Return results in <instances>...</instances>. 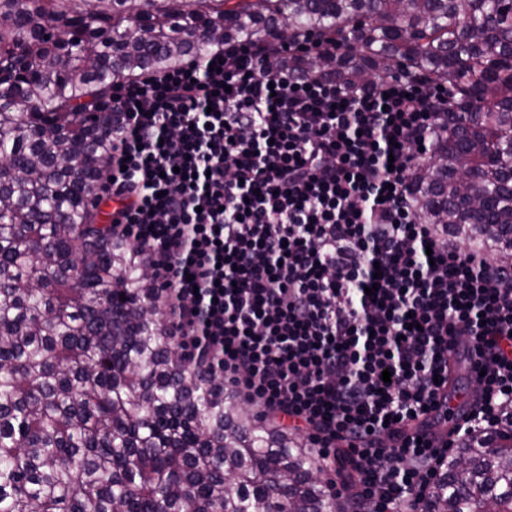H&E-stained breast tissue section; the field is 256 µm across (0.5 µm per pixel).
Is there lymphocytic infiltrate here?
I'll list each match as a JSON object with an SVG mask.
<instances>
[{"label":"lymphocytic infiltrate","mask_w":512,"mask_h":512,"mask_svg":"<svg viewBox=\"0 0 512 512\" xmlns=\"http://www.w3.org/2000/svg\"><path fill=\"white\" fill-rule=\"evenodd\" d=\"M326 50L270 36L114 80L97 201L161 289L175 344L306 435L341 512H424L454 438L512 405V266L417 209L447 92L348 89L282 62ZM459 346L479 375L440 438Z\"/></svg>","instance_id":"lymphocytic-infiltrate-1"}]
</instances>
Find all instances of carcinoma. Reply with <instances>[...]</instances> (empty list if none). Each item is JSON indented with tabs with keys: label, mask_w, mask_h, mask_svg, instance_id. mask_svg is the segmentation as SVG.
<instances>
[{
	"label": "carcinoma",
	"mask_w": 512,
	"mask_h": 512,
	"mask_svg": "<svg viewBox=\"0 0 512 512\" xmlns=\"http://www.w3.org/2000/svg\"><path fill=\"white\" fill-rule=\"evenodd\" d=\"M275 30L335 45L288 66L346 87H447L417 205L512 262V0H0V512H336L302 437L191 371L88 205L113 80ZM450 508L512 512L511 406L448 458L426 512Z\"/></svg>",
	"instance_id": "1"
}]
</instances>
